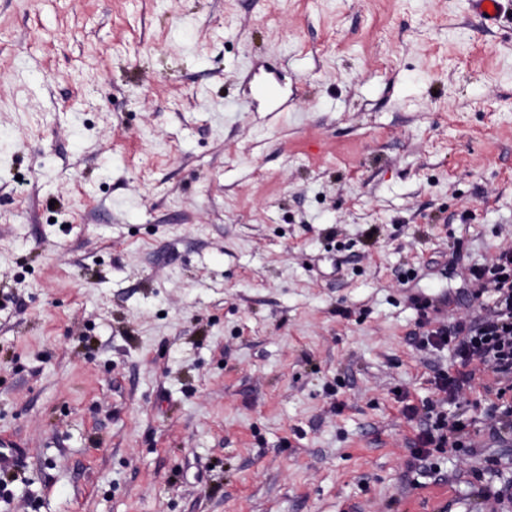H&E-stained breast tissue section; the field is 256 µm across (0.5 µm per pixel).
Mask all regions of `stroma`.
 I'll list each match as a JSON object with an SVG mask.
<instances>
[{
	"label": "stroma",
	"mask_w": 512,
	"mask_h": 512,
	"mask_svg": "<svg viewBox=\"0 0 512 512\" xmlns=\"http://www.w3.org/2000/svg\"><path fill=\"white\" fill-rule=\"evenodd\" d=\"M503 248L512 0H0V512H483L419 323ZM444 429H446L445 434L443 433ZM463 429L464 426L459 422L455 421L448 424L445 419L441 420L435 429V431L442 432L435 434L432 430L424 429L418 437V448H413L412 450V457L417 461H421L423 458L430 456V447L432 446L443 448L448 443H451V447L457 446L463 438Z\"/></svg>",
	"instance_id": "1"
}]
</instances>
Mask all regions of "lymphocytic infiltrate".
Listing matches in <instances>:
<instances>
[{
	"instance_id": "lymphocytic-infiltrate-1",
	"label": "lymphocytic infiltrate",
	"mask_w": 512,
	"mask_h": 512,
	"mask_svg": "<svg viewBox=\"0 0 512 512\" xmlns=\"http://www.w3.org/2000/svg\"><path fill=\"white\" fill-rule=\"evenodd\" d=\"M469 282L472 297L489 295L492 307L422 333L425 343L452 347L464 363L436 376L438 390L452 398L476 387L479 369L512 377V250L501 251L489 267L471 268Z\"/></svg>"
}]
</instances>
